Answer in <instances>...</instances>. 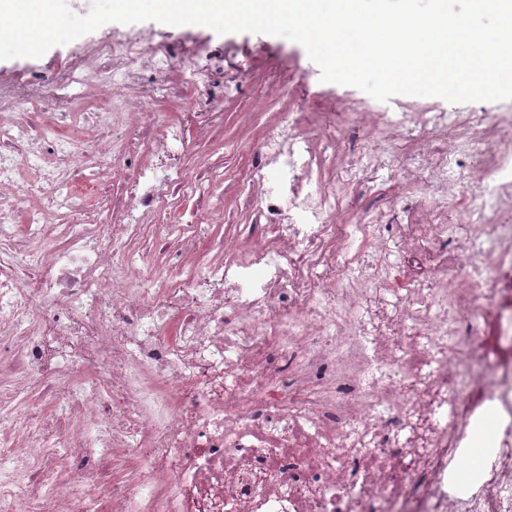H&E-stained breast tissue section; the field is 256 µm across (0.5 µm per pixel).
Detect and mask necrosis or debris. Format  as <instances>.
<instances>
[{
    "mask_svg": "<svg viewBox=\"0 0 512 512\" xmlns=\"http://www.w3.org/2000/svg\"><path fill=\"white\" fill-rule=\"evenodd\" d=\"M217 69L132 28L0 86V512H512V113H370L335 176L283 112L204 255ZM383 175L427 193L337 223Z\"/></svg>",
    "mask_w": 512,
    "mask_h": 512,
    "instance_id": "obj_1",
    "label": "necrosis or debris"
}]
</instances>
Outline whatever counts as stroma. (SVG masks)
Wrapping results in <instances>:
<instances>
[{"mask_svg":"<svg viewBox=\"0 0 512 512\" xmlns=\"http://www.w3.org/2000/svg\"><path fill=\"white\" fill-rule=\"evenodd\" d=\"M208 39L212 53L224 59L223 81L232 88L224 98V123L219 128L222 146L215 152L203 151L197 159L201 165L218 160L223 163V175L217 178L213 190L224 195V222L217 225L205 220L198 227L201 237L210 240L231 235L235 225L252 221L247 202L255 189L245 173L252 158V141L278 119L276 107L268 102L272 94L283 95L291 110L317 114L324 125L337 134L352 137L363 149L374 144L375 133L369 126L352 124L349 115L379 110L383 104L355 87L321 81L320 69L304 47L287 38L212 32ZM87 42L83 36L51 47L39 58L0 60V82L19 81L31 71L49 73L64 63L71 51ZM405 188V182L392 181L373 194L361 190L345 196L336 221L354 223L358 211L384 207Z\"/></svg>","mask_w":512,"mask_h":512,"instance_id":"stroma-1","label":"stroma"}]
</instances>
